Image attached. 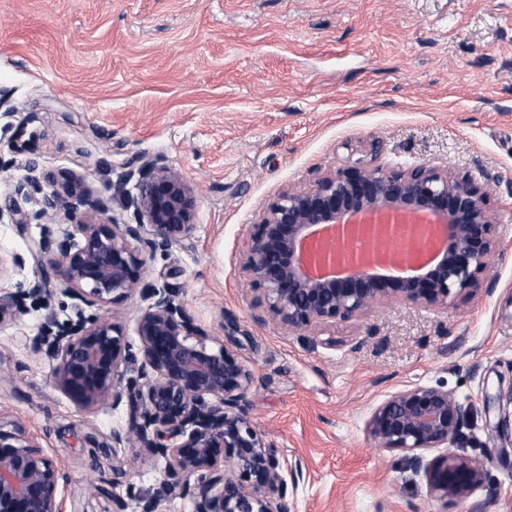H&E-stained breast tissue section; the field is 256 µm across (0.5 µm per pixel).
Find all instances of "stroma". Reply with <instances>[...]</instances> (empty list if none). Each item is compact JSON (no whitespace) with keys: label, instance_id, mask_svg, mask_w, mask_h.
Masks as SVG:
<instances>
[{"label":"stroma","instance_id":"1","mask_svg":"<svg viewBox=\"0 0 512 512\" xmlns=\"http://www.w3.org/2000/svg\"><path fill=\"white\" fill-rule=\"evenodd\" d=\"M19 138L125 223L114 182L132 156L162 157L192 185L196 234L147 253L145 281L174 283L209 336L237 322L251 421L301 470L292 512H512V435L490 405L512 395V0H0L1 190L25 176ZM358 159L489 184L499 247L481 288L447 306L394 301L290 333L255 308L240 258L278 193ZM39 234L0 218L1 291L32 288ZM26 305L0 324V418L69 473L63 512H139L146 496L192 512L164 496L163 458L113 445L127 404L86 412L50 383L32 340L48 315L72 316V299ZM414 384L468 408L458 451L485 464L468 498L439 497L366 432Z\"/></svg>","mask_w":512,"mask_h":512}]
</instances>
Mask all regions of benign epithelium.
Returning a JSON list of instances; mask_svg holds the SVG:
<instances>
[{"instance_id":"obj_1","label":"benign epithelium","mask_w":512,"mask_h":512,"mask_svg":"<svg viewBox=\"0 0 512 512\" xmlns=\"http://www.w3.org/2000/svg\"><path fill=\"white\" fill-rule=\"evenodd\" d=\"M13 152L27 175L0 195V215L21 229L41 221L33 242L39 279L24 295L0 293V324L24 312L25 297L51 292L61 273L60 292L78 300L73 316L47 318L32 340L33 351L52 361L53 386L87 412L127 400L126 427L112 440L135 441L164 458L167 494L190 500L192 512H290L284 460L248 416L253 373L233 350L237 323L224 322V341L211 346L171 288L143 286L144 249L193 239L198 202L191 185L159 156L131 157L118 186L136 179L127 205L137 222L121 224L104 218L85 177L62 171L42 178L27 143ZM489 198L487 186L425 164L385 171L358 159L278 194L255 224L241 272L256 292L255 307L292 333L392 301L446 306L481 286L497 250ZM425 214L441 222L443 235L424 259L417 246H380L348 260L324 237L337 227L344 240L384 244L409 221L416 241L421 226L413 221ZM59 216L70 224L57 227ZM138 290L151 300L136 322L142 363L121 388L120 368L133 353L108 307ZM464 416L452 393L414 384L376 406L366 432L377 447L405 453L408 468L440 497L467 498L483 484L485 465L454 451ZM432 448L446 452L428 460L423 451ZM67 482L21 424H0V512H61Z\"/></svg>"}]
</instances>
